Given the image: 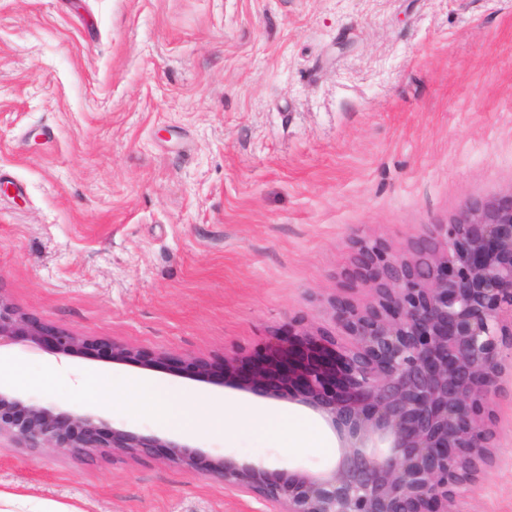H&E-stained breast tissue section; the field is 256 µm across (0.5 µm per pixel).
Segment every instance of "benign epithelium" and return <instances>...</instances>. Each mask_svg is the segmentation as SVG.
I'll list each match as a JSON object with an SVG mask.
<instances>
[{
  "instance_id": "1",
  "label": "benign epithelium",
  "mask_w": 512,
  "mask_h": 512,
  "mask_svg": "<svg viewBox=\"0 0 512 512\" xmlns=\"http://www.w3.org/2000/svg\"><path fill=\"white\" fill-rule=\"evenodd\" d=\"M345 273L361 305L329 300L333 328L297 325L307 354L272 357L242 379L258 395L296 399L319 412L341 443L325 469L271 470L232 456L208 457L174 439L112 429L89 413L25 402L0 390V438L75 457L124 453L167 460L278 507V512H463L492 460L500 355L512 349V190L467 198L447 224L403 254L356 238ZM23 338L60 357L93 345L48 325L0 295V346ZM114 360L140 352L108 347Z\"/></svg>"
}]
</instances>
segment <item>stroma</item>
<instances>
[{"label":"stroma","instance_id":"1","mask_svg":"<svg viewBox=\"0 0 512 512\" xmlns=\"http://www.w3.org/2000/svg\"><path fill=\"white\" fill-rule=\"evenodd\" d=\"M511 189L512 0H0V295L143 356L0 348L51 379L19 391L39 404L322 470L334 431L284 447L253 418L299 402L221 380L225 357L246 371L297 321L331 326L351 239L401 253L465 198ZM501 364L493 461L461 512H512V354ZM132 378L200 425L162 423ZM0 512L276 508L163 448L76 458L4 438Z\"/></svg>","mask_w":512,"mask_h":512}]
</instances>
